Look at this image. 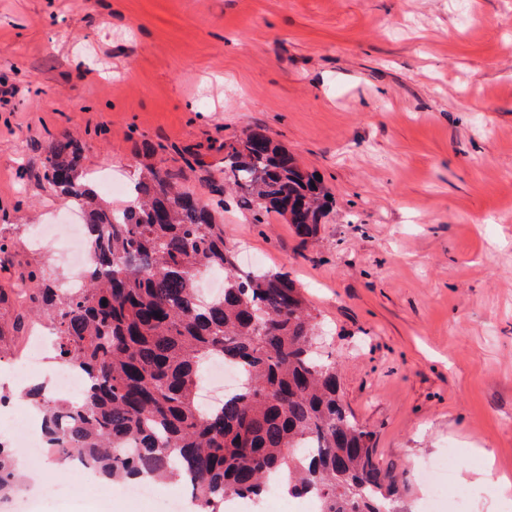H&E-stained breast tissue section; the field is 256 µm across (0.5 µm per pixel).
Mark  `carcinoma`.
<instances>
[{
    "mask_svg": "<svg viewBox=\"0 0 512 512\" xmlns=\"http://www.w3.org/2000/svg\"><path fill=\"white\" fill-rule=\"evenodd\" d=\"M222 150L224 188L257 223L278 214L302 240L316 237L328 193L285 147L255 127ZM83 161L77 140H61L43 178L87 216L84 288L65 293L43 267L17 284L19 298L39 294L54 309L57 357L87 379L75 399L27 392L54 460L77 459L118 484L185 479L200 512L258 501L282 476L289 496L312 493L321 512H392L404 485L378 466L372 432L344 408L336 362L319 352L317 315L296 282L240 268L224 225L167 167L143 166L129 204L115 208ZM212 268L224 271V289L204 299L197 277ZM212 359L235 365L242 383L206 409L196 389ZM20 480L0 443V497Z\"/></svg>",
    "mask_w": 512,
    "mask_h": 512,
    "instance_id": "obj_1",
    "label": "carcinoma"
}]
</instances>
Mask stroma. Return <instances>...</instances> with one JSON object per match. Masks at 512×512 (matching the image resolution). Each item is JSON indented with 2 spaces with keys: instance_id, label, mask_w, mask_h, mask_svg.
<instances>
[{
  "instance_id": "35a3bbf8",
  "label": "stroma",
  "mask_w": 512,
  "mask_h": 512,
  "mask_svg": "<svg viewBox=\"0 0 512 512\" xmlns=\"http://www.w3.org/2000/svg\"><path fill=\"white\" fill-rule=\"evenodd\" d=\"M261 126L332 207L302 241L255 223L187 159ZM130 179L183 170L241 262L289 272L319 315L347 411L418 512L427 460L457 451L468 512L512 489V0H0V389L36 320L13 283L66 274L36 224L71 202L42 180L57 141ZM31 512H170L177 482L130 499L89 472L21 459Z\"/></svg>"
}]
</instances>
